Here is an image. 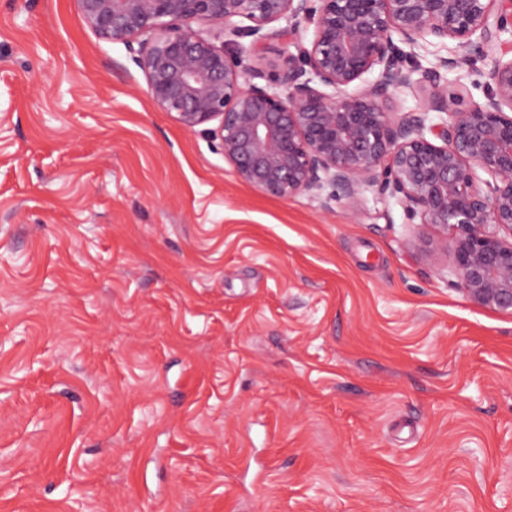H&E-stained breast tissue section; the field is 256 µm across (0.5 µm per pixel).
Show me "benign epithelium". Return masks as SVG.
<instances>
[{
	"label": "benign epithelium",
	"instance_id": "7a95c632",
	"mask_svg": "<svg viewBox=\"0 0 512 512\" xmlns=\"http://www.w3.org/2000/svg\"><path fill=\"white\" fill-rule=\"evenodd\" d=\"M78 2L86 25L129 50L162 111L207 126L240 181L326 209L368 192L393 199L408 223L437 229L460 292L512 312V0ZM303 21L309 45L268 71L227 50L291 43ZM448 40L490 61L484 102L462 107L443 76L473 58L417 65V51ZM422 88L417 109L384 108Z\"/></svg>",
	"mask_w": 512,
	"mask_h": 512
}]
</instances>
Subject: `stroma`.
Segmentation results:
<instances>
[{"mask_svg":"<svg viewBox=\"0 0 512 512\" xmlns=\"http://www.w3.org/2000/svg\"><path fill=\"white\" fill-rule=\"evenodd\" d=\"M421 234L242 183L77 0H0V512H512V312Z\"/></svg>","mask_w":512,"mask_h":512,"instance_id":"1","label":"stroma"}]
</instances>
